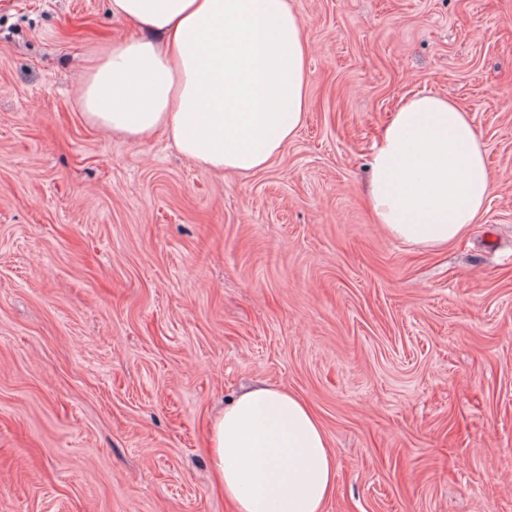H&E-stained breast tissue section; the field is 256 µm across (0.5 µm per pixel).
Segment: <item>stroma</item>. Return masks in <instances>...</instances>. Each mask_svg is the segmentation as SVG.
Listing matches in <instances>:
<instances>
[{
    "instance_id": "stroma-1",
    "label": "stroma",
    "mask_w": 512,
    "mask_h": 512,
    "mask_svg": "<svg viewBox=\"0 0 512 512\" xmlns=\"http://www.w3.org/2000/svg\"><path fill=\"white\" fill-rule=\"evenodd\" d=\"M109 2L0 0V512H232L210 417L258 383L319 416L325 512H512V0H291L307 112L249 173L86 121L85 67L140 34ZM419 92L493 182L437 250L365 196Z\"/></svg>"
}]
</instances>
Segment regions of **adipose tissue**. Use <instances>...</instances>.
I'll return each instance as SVG.
<instances>
[{"label": "adipose tissue", "mask_w": 512, "mask_h": 512, "mask_svg": "<svg viewBox=\"0 0 512 512\" xmlns=\"http://www.w3.org/2000/svg\"><path fill=\"white\" fill-rule=\"evenodd\" d=\"M140 39L112 44L83 75V115L130 140L162 133L198 165L265 167L302 126L310 44L289 0H111ZM377 223L439 248L481 214L486 152L467 112L418 93L393 112L372 161ZM211 466L234 512H324L336 463L314 411L283 387L257 385L210 421Z\"/></svg>", "instance_id": "ef3b65f1"}]
</instances>
